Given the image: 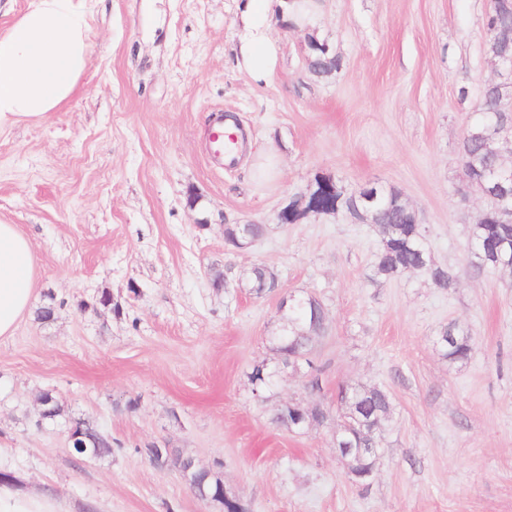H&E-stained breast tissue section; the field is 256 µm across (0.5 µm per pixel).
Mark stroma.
<instances>
[{
  "mask_svg": "<svg viewBox=\"0 0 512 512\" xmlns=\"http://www.w3.org/2000/svg\"><path fill=\"white\" fill-rule=\"evenodd\" d=\"M315 3L304 27L273 20L276 64L257 82L236 62L242 0H83L75 93L0 133V222L30 239L35 279L32 312L0 340V481L64 512H221L148 462L156 442L219 472L246 512H512V273L471 268L489 202L461 194L463 133L495 77L490 0ZM313 37L340 70L309 73ZM220 109L247 137L224 166L208 150ZM318 174L398 191L454 287L378 276L379 231L347 212L279 223ZM249 223L266 233L229 246L225 225ZM255 265L275 292L247 287ZM285 293L324 308L320 393L276 350ZM452 323L475 342L462 362L437 344ZM342 386L391 398L367 486L336 453L338 421H271L289 403L335 410ZM78 419L111 453H72Z\"/></svg>",
  "mask_w": 512,
  "mask_h": 512,
  "instance_id": "1",
  "label": "stroma"
}]
</instances>
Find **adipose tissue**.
<instances>
[{"mask_svg":"<svg viewBox=\"0 0 512 512\" xmlns=\"http://www.w3.org/2000/svg\"><path fill=\"white\" fill-rule=\"evenodd\" d=\"M272 0H247L239 64L254 79L274 68ZM81 0H32L0 34V133L43 122L75 92L89 64ZM34 249L12 224H0V339L13 336L32 294Z\"/></svg>","mask_w":512,"mask_h":512,"instance_id":"adipose-tissue-1","label":"adipose tissue"}]
</instances>
